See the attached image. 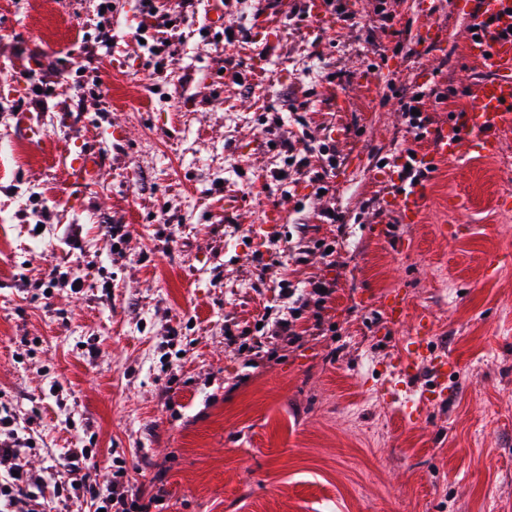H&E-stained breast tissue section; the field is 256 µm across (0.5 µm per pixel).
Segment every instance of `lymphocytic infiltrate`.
Here are the masks:
<instances>
[{
    "label": "lymphocytic infiltrate",
    "mask_w": 512,
    "mask_h": 512,
    "mask_svg": "<svg viewBox=\"0 0 512 512\" xmlns=\"http://www.w3.org/2000/svg\"><path fill=\"white\" fill-rule=\"evenodd\" d=\"M186 6L185 0H178L174 7L159 9L153 0H142V30H155L160 37L155 44L160 64H167L173 52L164 39L170 25L180 24L181 15ZM454 89H442L436 86L424 87L413 85L403 89L401 97L403 110L408 114V125L414 130L415 140H423L427 120L419 116L423 100L434 99L442 103L455 97ZM279 152L287 157L286 176L280 177V185H287L289 173H303L317 189H324L329 169L336 166V152L322 137L305 132L302 144L289 140L275 143ZM318 152L321 156L319 168H311L308 155ZM281 292L288 301V314L276 320L271 329L253 338L247 349L255 358L265 356V348L271 341L281 340L294 346L303 339L298 328L302 311L308 304H315L317 309H325L335 292L331 281L309 280L304 286L297 287L289 283L282 284ZM20 421L15 415L0 416V462H9V474L0 475V503L9 506L10 512H45L42 504L43 486L41 480L33 478L23 470L18 458L22 448L27 445V438L21 437ZM56 480L60 491L73 492L89 498L98 512H152L158 507L160 498L166 497L164 472L156 470L150 489H143L129 473L125 461L116 460L107 470H100L95 454L89 448L70 449L66 462Z\"/></svg>",
    "instance_id": "lymphocytic-infiltrate-1"
}]
</instances>
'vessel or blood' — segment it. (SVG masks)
<instances>
[{
	"label": "vessel or blood",
	"mask_w": 512,
	"mask_h": 512,
	"mask_svg": "<svg viewBox=\"0 0 512 512\" xmlns=\"http://www.w3.org/2000/svg\"><path fill=\"white\" fill-rule=\"evenodd\" d=\"M460 12L465 15L476 37L469 43L473 56L487 71V78L472 88L473 103L458 114L451 123L430 131L432 150L419 155L416 165L425 169L435 160L464 163L470 150L493 159L502 149L500 134L512 127V0H459ZM65 174L71 192H81L100 169L95 149L81 147L65 157ZM423 193L420 185L410 184L386 201L387 208L396 210L408 224L418 223L422 214ZM431 323L420 317L416 334L394 367V375L412 378L424 357V343L430 334ZM388 395L406 420L418 418L426 403L441 398L443 388L422 391L419 399L402 397L396 383H388Z\"/></svg>",
	"instance_id": "b4317fda"
}]
</instances>
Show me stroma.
Masks as SVG:
<instances>
[{
	"label": "stroma",
	"instance_id": "35a3bbf8",
	"mask_svg": "<svg viewBox=\"0 0 512 512\" xmlns=\"http://www.w3.org/2000/svg\"><path fill=\"white\" fill-rule=\"evenodd\" d=\"M100 2L0 0V411L30 422L29 473L92 448L103 467L165 468L159 512H512V129L496 158L436 162L420 223L383 209L403 187L396 159L432 149L400 90L460 89L426 100L435 128L483 75L456 0H429L443 28L426 43L420 0H349L348 21L307 0L260 14L225 0L244 32L231 48L205 22L211 0H194L161 72L133 37L140 0H112L106 44ZM89 55L96 70L79 72ZM41 57L56 71L38 94L27 73ZM114 123L129 142L98 138ZM307 129L339 156L321 198L305 176L287 194L273 178L284 157L269 140ZM82 143L103 170L75 197L57 156ZM454 192L464 213L448 209ZM325 207L343 228L321 223ZM272 208L281 223H265ZM108 224L128 238L114 244ZM300 233L305 263L267 253L268 236ZM70 267L83 288L42 289ZM286 279L335 284L324 311L303 310L302 342L258 361L227 345L225 329L283 316ZM397 290L408 315L393 326ZM424 314L448 393L405 421L383 385ZM421 95L419 100H415V97ZM456 91L448 86V89H441L437 85L433 87H424V85H413L403 89L401 97L403 102V110L405 116L408 117V127L415 130L414 138L416 141L424 139V133H427V122L426 117H422V104L425 99L434 98L435 102L445 103L450 98H455ZM416 109L419 111V115H413L412 110ZM425 130V132H424Z\"/></svg>",
	"mask_w": 512,
	"mask_h": 512
}]
</instances>
